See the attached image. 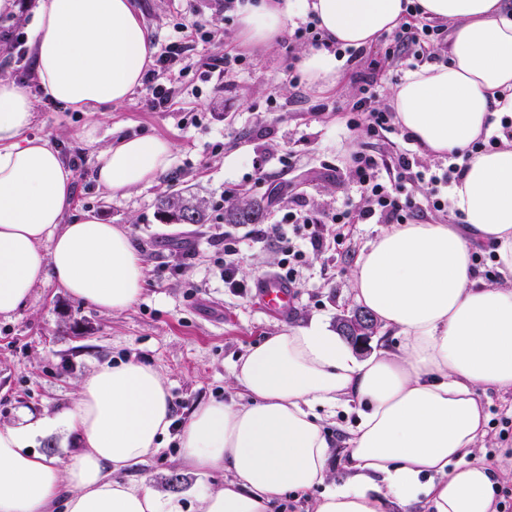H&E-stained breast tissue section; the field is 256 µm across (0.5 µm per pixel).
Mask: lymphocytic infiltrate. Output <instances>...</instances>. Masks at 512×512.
<instances>
[{"label":"lymphocytic infiltrate","mask_w":512,"mask_h":512,"mask_svg":"<svg viewBox=\"0 0 512 512\" xmlns=\"http://www.w3.org/2000/svg\"><path fill=\"white\" fill-rule=\"evenodd\" d=\"M443 42L441 27L405 22L386 38L384 56L392 60L409 55L416 59L432 58ZM185 52L186 46L182 42L167 45L158 54L154 68L145 73L143 84L147 91L146 104L150 109L164 111L172 106L173 93L170 87L160 82L159 77L181 68ZM349 110V126L359 131L363 139L369 140L396 130L392 113L378 105V85L373 75L358 78L357 92ZM465 168V162L455 158L442 173L436 174L420 168L408 148H398L388 161L370 153L367 148H360L349 156L345 169L363 198V205L319 216L306 209L304 202L298 199L281 222L257 225L243 235L232 228L224 230L218 236L220 249L215 259L224 286L239 296L247 292V283L237 277L243 239L275 241L282 254L279 275L294 286L300 278L306 250L325 252L335 249L337 241L329 237L328 225L418 222L426 217L428 211L445 209L441 189L458 181ZM420 183L428 187V193L422 199L417 198L415 191Z\"/></svg>","instance_id":"f902f5d3"}]
</instances>
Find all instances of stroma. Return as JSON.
Returning a JSON list of instances; mask_svg holds the SVG:
<instances>
[{
    "label": "stroma",
    "instance_id": "1",
    "mask_svg": "<svg viewBox=\"0 0 512 512\" xmlns=\"http://www.w3.org/2000/svg\"><path fill=\"white\" fill-rule=\"evenodd\" d=\"M155 47L179 40L193 22L206 24L210 38L196 46L183 74L162 76L177 90L173 106L155 111L136 88L120 106L75 112L40 96L32 67L18 62L8 34L29 32L30 10L0 17V76H8L37 93L33 135L49 138L64 160L83 156L76 172L83 209L109 224L126 225L146 267L144 294L134 307L102 314L49 284L12 319L0 320V422L21 414L54 415L73 406L79 379L95 363L134 359L155 367L166 379L176 423L186 421L197 403L233 397L231 370L238 357L265 336L323 320L336 326L339 317L356 311L351 269L359 252L373 239L375 224L349 225L343 251L329 255L307 251L288 317L267 313L257 298L228 292L214 267L211 235L232 206L260 202L262 221L273 224L287 213L294 195L308 208L328 214L351 196L348 175L337 172L343 158L362 141L347 126L345 107L357 73L379 63L380 107H387L394 87L409 70L410 59H381L380 44L365 48L362 58L342 65L343 78L333 91L319 93L306 83L282 79L289 51L301 44L278 41L266 48L241 50L235 34L224 31V0H138ZM246 54L249 66L225 78L204 82L201 71L224 54ZM325 111H317V104ZM94 137H87V130ZM119 134L154 135L173 144L170 172L151 186L108 196L98 190L92 172L99 150ZM246 149V162L226 170L224 158ZM264 186H257V175ZM234 188L225 196V188ZM189 191L207 213L203 224H171L161 213L164 196ZM241 278L253 282L273 272L281 255L272 242L242 244ZM197 296H190V286ZM176 439H168L138 476L162 498L189 503L213 476L183 469Z\"/></svg>",
    "mask_w": 512,
    "mask_h": 512
}]
</instances>
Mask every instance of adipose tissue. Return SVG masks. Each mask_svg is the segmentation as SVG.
I'll list each match as a JSON object with an SVG mask.
<instances>
[{
  "label": "adipose tissue",
  "instance_id": "adipose-tissue-1",
  "mask_svg": "<svg viewBox=\"0 0 512 512\" xmlns=\"http://www.w3.org/2000/svg\"><path fill=\"white\" fill-rule=\"evenodd\" d=\"M452 28L448 60L408 71L389 106L426 155L465 151L512 112V0H246L237 43L268 46L289 21L315 13L332 40L374 44L407 17ZM33 70L40 89L78 112L126 102L155 47L136 0H36ZM319 91L338 87L341 62L308 49L299 62ZM31 91L0 78V319L52 283L106 313L135 306L146 267L126 227L79 211L74 174L49 138L31 135ZM159 136H126L101 151L97 186L114 194L153 184L172 163ZM459 224H392L361 251L355 301L399 344L360 357L318 320L249 347L232 381L242 403H198L177 436L181 464L221 471L194 512H272L319 491L314 512H495L497 474L478 462L491 442L481 395L512 392V141L473 155L449 190ZM494 247L500 281L472 259ZM352 412L344 479H334L324 413ZM173 422L168 387L134 360L95 365L74 406L56 417L0 423V512H182L128 474L158 451ZM64 425L79 443L64 463L33 451Z\"/></svg>",
  "mask_w": 512,
  "mask_h": 512
}]
</instances>
